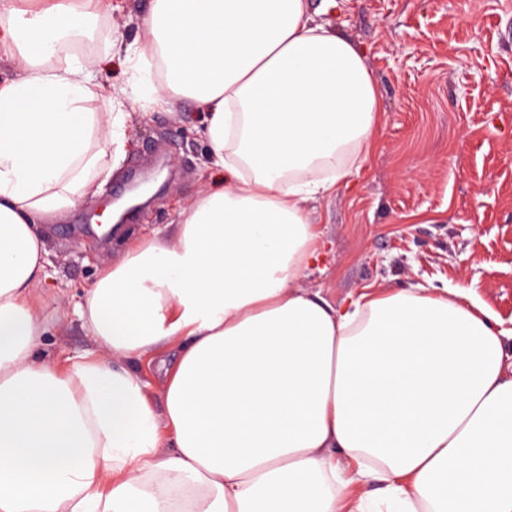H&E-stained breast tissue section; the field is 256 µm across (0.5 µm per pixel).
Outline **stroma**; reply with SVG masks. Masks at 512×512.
Listing matches in <instances>:
<instances>
[{"mask_svg": "<svg viewBox=\"0 0 512 512\" xmlns=\"http://www.w3.org/2000/svg\"><path fill=\"white\" fill-rule=\"evenodd\" d=\"M319 21L359 45L384 123L349 186L313 202L326 242L320 267L301 281L339 302L360 288L463 287L512 328V0H309ZM143 0L119 7L83 49L103 56L100 80L122 86L127 65L106 57L130 40ZM120 168L97 200L44 227L55 319L40 349L77 358L91 339L73 307L127 239L173 223L210 176L205 117L128 105ZM167 188L110 240L83 232L104 224L109 195L133 179Z\"/></svg>", "mask_w": 512, "mask_h": 512, "instance_id": "1", "label": "stroma"}]
</instances>
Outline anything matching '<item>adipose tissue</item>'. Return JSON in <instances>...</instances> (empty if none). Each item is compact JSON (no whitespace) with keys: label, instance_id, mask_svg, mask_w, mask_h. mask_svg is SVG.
<instances>
[{"label":"adipose tissue","instance_id":"obj_1","mask_svg":"<svg viewBox=\"0 0 512 512\" xmlns=\"http://www.w3.org/2000/svg\"><path fill=\"white\" fill-rule=\"evenodd\" d=\"M112 11L0 0V512H512V329L465 288L299 285L382 123L362 51L307 0H150L116 88L77 51ZM130 100L195 103L224 180L87 288L92 354L36 356L40 227L103 194Z\"/></svg>","mask_w":512,"mask_h":512}]
</instances>
